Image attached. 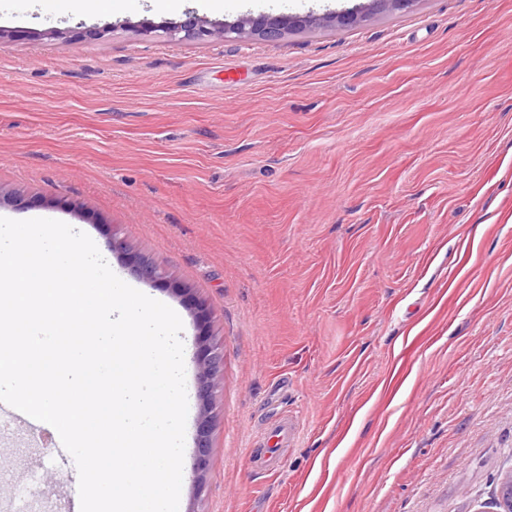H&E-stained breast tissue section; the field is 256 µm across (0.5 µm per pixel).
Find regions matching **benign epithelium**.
Listing matches in <instances>:
<instances>
[{
	"mask_svg": "<svg viewBox=\"0 0 512 512\" xmlns=\"http://www.w3.org/2000/svg\"><path fill=\"white\" fill-rule=\"evenodd\" d=\"M415 2L416 0H371L370 9L405 11L412 7ZM365 17L366 14L363 9L351 8L332 12L322 17L260 14L255 17H246L235 25L221 23L209 26L206 21L190 15L179 23H169V25L162 28V33L169 39L175 40L182 35L194 38H226L247 30L254 35L267 39H278L289 31L305 28L317 22L348 28L361 23ZM111 32L112 27L110 26L89 29L78 26L66 30L52 28L48 31V34L58 37L66 35L73 41H85L87 39L101 40ZM129 262L136 267V271L142 279L151 283H164L173 293L185 299L202 330L197 348V366L199 369L197 398L202 403L203 415L198 419L197 448L194 463L196 482L201 486L210 467L211 399L224 367L223 349L220 344L215 342L209 331L212 312L204 298L195 294L192 289L174 282L159 266L132 254L129 255ZM497 507L498 512H512V472L502 479Z\"/></svg>",
	"mask_w": 512,
	"mask_h": 512,
	"instance_id": "obj_1",
	"label": "benign epithelium"
}]
</instances>
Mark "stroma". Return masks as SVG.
<instances>
[{
    "label": "stroma",
    "mask_w": 512,
    "mask_h": 512,
    "mask_svg": "<svg viewBox=\"0 0 512 512\" xmlns=\"http://www.w3.org/2000/svg\"><path fill=\"white\" fill-rule=\"evenodd\" d=\"M360 2L0 11L27 33L0 47V192L26 197L0 215L86 233L181 318L179 512H493L512 470V0H415L276 40L160 31ZM106 24L103 40L46 34ZM113 231L213 311L204 485L195 318ZM282 418L293 442L253 468ZM43 433L0 418V512L75 507V462Z\"/></svg>",
    "instance_id": "stroma-1"
}]
</instances>
